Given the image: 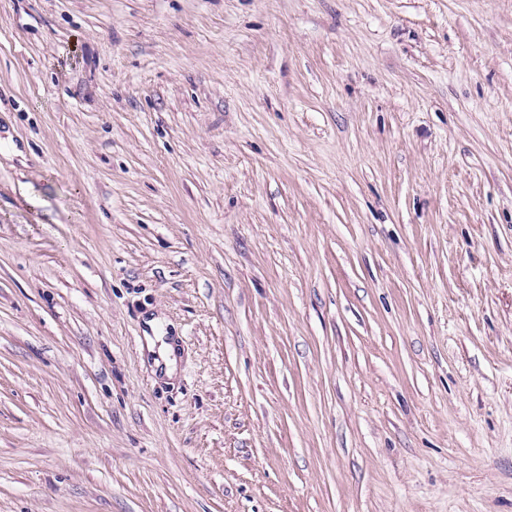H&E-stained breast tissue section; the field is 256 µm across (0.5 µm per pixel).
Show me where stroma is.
<instances>
[{
    "mask_svg": "<svg viewBox=\"0 0 512 512\" xmlns=\"http://www.w3.org/2000/svg\"><path fill=\"white\" fill-rule=\"evenodd\" d=\"M0 512H512V0H0Z\"/></svg>",
    "mask_w": 512,
    "mask_h": 512,
    "instance_id": "obj_1",
    "label": "stroma"
}]
</instances>
